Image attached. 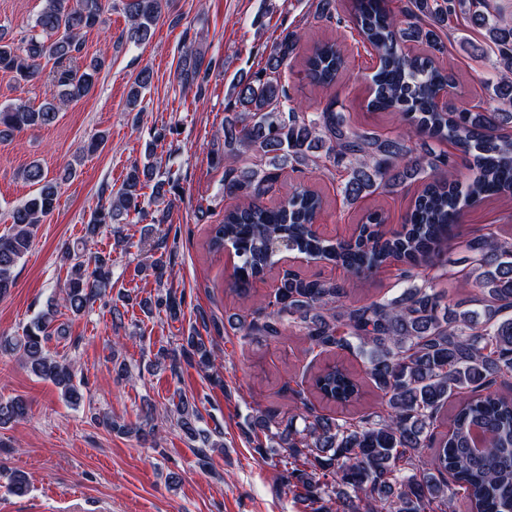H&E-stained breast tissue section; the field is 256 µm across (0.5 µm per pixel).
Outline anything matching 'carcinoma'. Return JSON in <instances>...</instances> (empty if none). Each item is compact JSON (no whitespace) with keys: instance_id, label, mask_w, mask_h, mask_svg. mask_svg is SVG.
I'll list each match as a JSON object with an SVG mask.
<instances>
[{"instance_id":"1","label":"carcinoma","mask_w":512,"mask_h":512,"mask_svg":"<svg viewBox=\"0 0 512 512\" xmlns=\"http://www.w3.org/2000/svg\"><path fill=\"white\" fill-rule=\"evenodd\" d=\"M34 24L15 42L0 35V70L21 82L41 79L42 60H54L51 98L37 108L23 102L0 105V138L53 124L59 105L87 96L104 60L93 57L74 65L82 38L103 22L112 0H44ZM128 20L127 39H148L169 0H121ZM313 16L329 21L336 0H314ZM349 15L357 34L379 55L372 77L370 105L388 111L407 127L398 137L353 127L332 100L319 112H305L288 96L281 70L296 53L299 35L292 31L273 45L264 67L253 77L232 85L233 111L224 116V151L215 164L224 167V197L237 204L224 208V222L213 226L208 247L228 250L237 259L231 288L248 295L251 283L275 264L280 248L339 265L351 275L366 277L390 264L406 288L391 300L365 303L350 300L346 282L310 279L283 271L273 292L229 322L244 338H279L296 333L308 351H341L367 358V374L382 393L385 407L355 421L332 418L317 411L301 390L289 388L299 401L298 418L258 409L253 424L264 439L256 450L282 448V480L306 503L310 512H454L464 494L470 512H512V397L499 385L512 379V238L475 236L463 244L466 263L457 288L466 297L448 310L453 277L442 256L448 234L463 206L491 196L512 198V136L496 131L512 126V19L490 0H404L398 11L390 0H349ZM464 15L485 30L491 60L493 101L483 112L445 108L438 97L450 86V76L435 65L433 55L446 50L443 35L450 21ZM426 45L431 54L406 52L404 43ZM202 60L185 52L179 78L183 85L198 81ZM342 58L326 44L307 59L309 76L329 86L336 80ZM152 71L142 68L129 91V104L142 102L152 83ZM418 132L436 141H451L471 158L477 175L460 190L452 161L426 144L407 145ZM332 163L340 173L338 189L350 204L378 190L393 192L420 181L421 194L401 228L382 230L384 219L368 217L351 241H334L313 230L321 198L301 187L277 207L264 199L275 192L279 172L288 164L301 172ZM155 160L132 165L106 204L91 211L84 224L82 245L103 229L143 214L142 197L149 187L164 196L156 179ZM32 162L22 178L33 194L13 206L0 234V296L15 285L13 272L28 253L38 224L58 202L61 182ZM67 265L62 295L50 300L24 328L4 342L37 377L51 381L72 406L83 401V382L74 365L55 359L47 343L62 334L54 326L59 308L74 315L86 311L112 291V252H85L67 244L61 248ZM184 296L166 289L140 302L148 315L164 314L175 321ZM196 365L215 381L216 352L199 331L191 329L171 351L160 347L155 362L178 358ZM314 387L328 400L348 401L359 381L336 367L314 377ZM454 403L448 431H439L448 403ZM27 402L0 399V425L21 420ZM170 415L190 438L201 435L202 419L195 401L179 398Z\"/></svg>"}]
</instances>
